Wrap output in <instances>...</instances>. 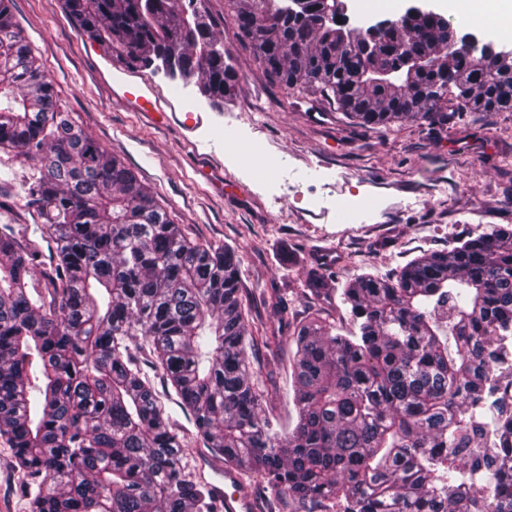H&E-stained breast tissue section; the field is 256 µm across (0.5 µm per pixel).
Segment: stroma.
Instances as JSON below:
<instances>
[{
  "label": "stroma",
  "instance_id": "1",
  "mask_svg": "<svg viewBox=\"0 0 512 512\" xmlns=\"http://www.w3.org/2000/svg\"><path fill=\"white\" fill-rule=\"evenodd\" d=\"M238 86L223 110L213 109L195 86L178 90L163 73L143 70L169 109L148 117L112 94L102 70L110 59L81 35L64 0H14L13 20L32 45L71 120L120 159L145 184L188 236L235 248L242 299L250 323L274 325L260 306L269 288L287 291L296 320L312 317L319 301L303 291V269L325 266L337 282L361 270L387 275L424 251L493 224L512 225V112H494L377 130L345 117L314 94L284 90L237 35L225 0H208ZM202 123H193L194 114ZM261 143L275 157L261 169L224 134ZM32 163L0 150V224L27 226L33 239L47 227L34 223L23 186ZM356 201L342 214L341 201ZM278 355L257 346L247 355L255 380L273 402V424L297 419L290 361L294 329L280 327ZM187 452V473L224 482L223 465L196 436L193 419L175 398L164 401ZM9 446L0 441V512H29Z\"/></svg>",
  "mask_w": 512,
  "mask_h": 512
}]
</instances>
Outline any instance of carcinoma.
<instances>
[{
  "instance_id": "obj_1",
  "label": "carcinoma",
  "mask_w": 512,
  "mask_h": 512,
  "mask_svg": "<svg viewBox=\"0 0 512 512\" xmlns=\"http://www.w3.org/2000/svg\"><path fill=\"white\" fill-rule=\"evenodd\" d=\"M81 35L130 68L159 61L166 77L224 102L236 72L206 0H64ZM242 39L286 90L319 94L364 126L448 122L512 110V56L453 57V80L425 64L451 26L420 16L391 28L365 59L340 0H228ZM0 0V148L32 162L24 186L47 225L49 264L21 225L0 224V439L24 476L30 512H222L131 355L150 363L228 470L264 488L265 512H512V455L474 454L491 408L512 441V406L486 401L512 337V225L422 253L385 276L342 286L356 331L330 315L299 325L292 360L297 422L274 428L246 347L279 342L250 324L236 250L186 237L148 187L61 109L52 81ZM407 46L421 65L406 64ZM305 294L337 292L319 265ZM277 321L281 289L262 298Z\"/></svg>"
}]
</instances>
